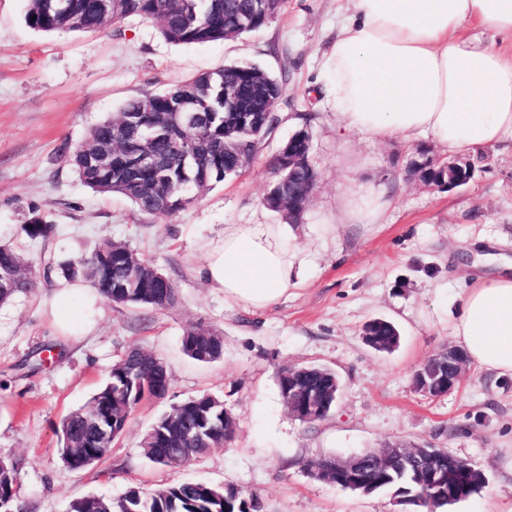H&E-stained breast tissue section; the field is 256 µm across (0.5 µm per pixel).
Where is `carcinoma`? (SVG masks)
Here are the masks:
<instances>
[{"instance_id": "1", "label": "carcinoma", "mask_w": 512, "mask_h": 512, "mask_svg": "<svg viewBox=\"0 0 512 512\" xmlns=\"http://www.w3.org/2000/svg\"><path fill=\"white\" fill-rule=\"evenodd\" d=\"M27 0L26 21L44 32L101 31L111 22L129 17L154 21L161 35L175 44L223 41L260 29L281 12L285 0ZM235 87L230 106L224 104V87ZM281 96L279 81L253 64L228 65L212 73L180 82L161 93L128 100L119 116L94 125L83 144L70 156L80 180L103 194H120L138 211L156 217L171 216L193 201L189 188L204 189L242 173V160L256 153L259 143L275 122L274 109ZM189 107L180 127L163 125L172 105ZM159 132L149 143L156 161L152 169L135 166V155L143 146L147 127ZM301 160L293 168H282L278 157L271 166L281 182L282 195L276 201L265 196V205L283 214L288 201L308 192L314 179L309 152L300 138ZM28 239L48 244L56 225L39 217L24 225ZM145 262L123 243H105L76 259L52 257L44 262L50 278L82 279L108 300L121 305L165 310L175 305L177 292L172 280L159 283L147 275L136 285L129 283L133 260ZM24 258L11 245L0 246V302L34 288L32 280L18 272ZM398 333L385 319H374L364 327L365 342L377 349ZM190 358L209 363L220 359L224 341L215 333L205 336L200 328L187 329L181 339ZM300 384L324 391L336 390V373L323 370L308 375ZM170 377L166 363L139 348L112 365L87 406L68 413L60 423L58 440L63 461L74 470L101 460L112 442L124 432L136 406L151 397L155 388L168 392ZM236 422L224 399L200 393L173 406L160 416L145 434V457L153 464L180 468L209 449L230 442ZM18 464L6 462L0 472V512H28L17 497L15 480ZM366 493L389 492L395 503L412 505L418 512L439 509L466 500L484 487L482 474L470 463L458 460L452 483H417L411 461L391 468L366 466L356 474L344 473L334 485L353 490L356 481ZM267 505L255 492L235 485L206 481L182 482L150 492L132 485L117 499L89 495L70 502L67 512H266Z\"/></svg>"}]
</instances>
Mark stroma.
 Here are the masks:
<instances>
[{
	"instance_id": "stroma-1",
	"label": "stroma",
	"mask_w": 512,
	"mask_h": 512,
	"mask_svg": "<svg viewBox=\"0 0 512 512\" xmlns=\"http://www.w3.org/2000/svg\"><path fill=\"white\" fill-rule=\"evenodd\" d=\"M339 5L286 0L258 30L176 45L138 17L95 33L39 31L25 20L27 0H0V244L20 247L39 279L42 245L22 230L38 215L56 225L50 247L60 257L122 242L170 277L178 295L173 308L160 311L103 301L104 314L86 336L58 334L53 290L40 279L33 293L0 303V458L20 460L17 494L30 512H66L75 498H115L132 484L161 489L189 480L255 491L269 512H398L390 494L350 493L306 470L314 458L394 442L447 449L486 474V486L448 512H512V376L471 365L441 397L413 384L416 369L452 346L450 325L470 277L487 273L485 255L512 258V145L469 155L473 179L448 191L409 170L419 147L447 159L432 138L413 145L360 134L342 139L321 69ZM244 63L280 81L276 122L242 174L196 193L175 215H144L120 195L94 192L68 164L65 150L130 98ZM302 129L318 175L292 227L305 278L259 312L207 288L197 268L225 225L281 223L263 203L273 180L269 162ZM356 182L383 191L388 206L380 223H337L342 197ZM375 318L397 326L394 351L365 343L363 327ZM197 325L222 336L220 360L201 363L183 353L182 335ZM135 347L166 362V397L143 401L97 464L70 469L60 454V420L85 406ZM286 365L335 371L343 386L335 411L315 423L290 414L277 381ZM203 391L233 413L234 440L181 468L150 463L146 431L173 404Z\"/></svg>"
}]
</instances>
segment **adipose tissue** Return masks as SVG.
Listing matches in <instances>:
<instances>
[{"label":"adipose tissue","instance_id":"ef3b65f1","mask_svg":"<svg viewBox=\"0 0 512 512\" xmlns=\"http://www.w3.org/2000/svg\"><path fill=\"white\" fill-rule=\"evenodd\" d=\"M325 57L329 92L350 133L378 141L433 137L451 154L512 142V0H349ZM492 29L478 45L465 26ZM382 194L353 185L343 198L347 221L376 223ZM287 224H228L208 244L197 270L207 287L253 310L275 305L303 278ZM53 325L84 336L101 314L102 296L83 281L54 285ZM450 335L471 364L512 375V260L467 288Z\"/></svg>","mask_w":512,"mask_h":512}]
</instances>
